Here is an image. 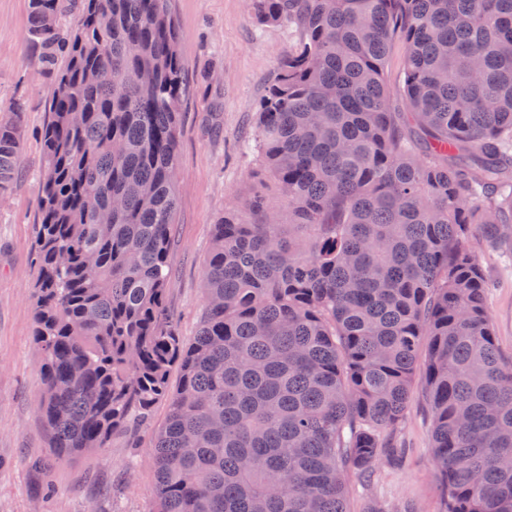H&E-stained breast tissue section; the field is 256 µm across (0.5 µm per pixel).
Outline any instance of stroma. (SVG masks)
<instances>
[{
	"label": "stroma",
	"instance_id": "1",
	"mask_svg": "<svg viewBox=\"0 0 512 512\" xmlns=\"http://www.w3.org/2000/svg\"><path fill=\"white\" fill-rule=\"evenodd\" d=\"M189 92L180 107L179 206L171 243L166 304L180 336L192 341L206 305L203 268L213 226L243 210L254 195L288 202L265 172L258 152L242 146L257 135L256 112L294 30L259 23L248 0H169ZM28 0H0V120L22 104L21 157L10 193L0 199V512H149L155 494L151 448L169 407L157 402L142 421L112 433L105 448L59 454L41 413V361L33 341L34 245L40 218L41 131L55 75L27 38ZM469 248L490 285L495 342L512 359V255L473 235ZM432 412L416 377L406 417L394 438L398 460L380 461L369 486L348 474V512L367 499L384 512H445L433 463Z\"/></svg>",
	"mask_w": 512,
	"mask_h": 512
}]
</instances>
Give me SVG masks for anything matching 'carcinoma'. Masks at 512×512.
<instances>
[{
	"instance_id": "cac0c4a2",
	"label": "carcinoma",
	"mask_w": 512,
	"mask_h": 512,
	"mask_svg": "<svg viewBox=\"0 0 512 512\" xmlns=\"http://www.w3.org/2000/svg\"><path fill=\"white\" fill-rule=\"evenodd\" d=\"M249 2L299 34L255 144L288 221L256 196L214 225L187 343L166 305L186 95L169 0H82L66 37L65 0H28L57 69L34 294L53 448H104L165 399L150 512H347V470L370 481L425 336L446 512H512V361L467 245L475 228L512 249V0ZM21 112L0 122V196Z\"/></svg>"
}]
</instances>
